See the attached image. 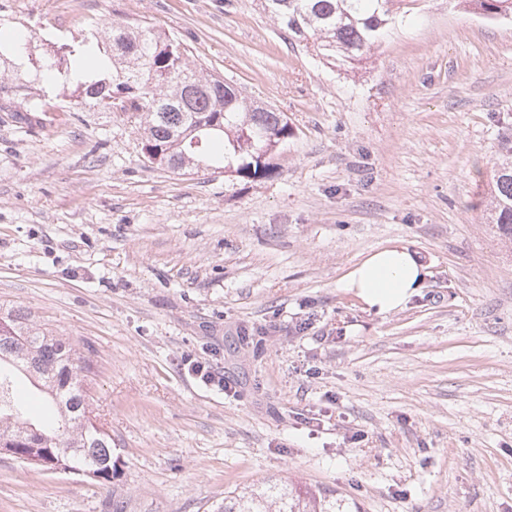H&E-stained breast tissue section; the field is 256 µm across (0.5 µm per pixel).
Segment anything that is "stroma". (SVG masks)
<instances>
[{
	"label": "stroma",
	"mask_w": 512,
	"mask_h": 512,
	"mask_svg": "<svg viewBox=\"0 0 512 512\" xmlns=\"http://www.w3.org/2000/svg\"><path fill=\"white\" fill-rule=\"evenodd\" d=\"M115 21L180 37L294 135L265 179L179 175L61 87L0 95V306L90 353L121 458L108 483L0 454V512H210L268 479L352 512H512V247L484 221L512 22L421 0L340 68L260 0H0L36 57ZM394 240L426 274L378 314L340 282Z\"/></svg>",
	"instance_id": "stroma-1"
}]
</instances>
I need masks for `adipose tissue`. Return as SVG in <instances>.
<instances>
[{"label":"adipose tissue","instance_id":"adipose-tissue-1","mask_svg":"<svg viewBox=\"0 0 512 512\" xmlns=\"http://www.w3.org/2000/svg\"><path fill=\"white\" fill-rule=\"evenodd\" d=\"M424 266L416 252L394 243L367 254L342 281L370 309L384 314L400 309L420 288Z\"/></svg>","mask_w":512,"mask_h":512}]
</instances>
